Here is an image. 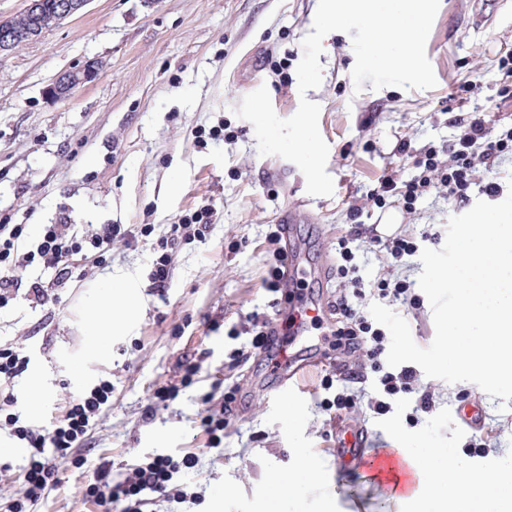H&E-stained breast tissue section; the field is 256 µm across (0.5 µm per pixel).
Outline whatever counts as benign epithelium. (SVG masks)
Listing matches in <instances>:
<instances>
[{"label":"benign epithelium","mask_w":512,"mask_h":512,"mask_svg":"<svg viewBox=\"0 0 512 512\" xmlns=\"http://www.w3.org/2000/svg\"><path fill=\"white\" fill-rule=\"evenodd\" d=\"M90 0H57L52 4L48 0H26L22 15L26 23L20 24L17 19L0 18V54L12 52L37 38L46 24L59 23L62 20L81 13ZM98 66L86 63L59 74L45 89V95L50 99L70 96L77 88L95 80Z\"/></svg>","instance_id":"1"}]
</instances>
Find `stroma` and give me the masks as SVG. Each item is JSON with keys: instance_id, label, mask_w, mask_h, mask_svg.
<instances>
[{"instance_id": "35a3bbf8", "label": "stroma", "mask_w": 512, "mask_h": 512, "mask_svg": "<svg viewBox=\"0 0 512 512\" xmlns=\"http://www.w3.org/2000/svg\"><path fill=\"white\" fill-rule=\"evenodd\" d=\"M477 2L440 0L426 42L437 80L429 90L356 88L352 38L336 31L323 40L321 85L300 93L296 68L319 0H90L82 14L0 55V216L27 225L32 234L63 219L84 229L153 228L138 245L114 242L101 264L77 261L87 279L53 289L43 305L29 287L51 274L31 267L27 281L0 307V347L20 348L29 360L17 379V402L0 413V512L24 493L28 459L13 451L18 440L3 425L6 414L25 425H48L69 400L105 379L112 383L111 401L82 447L59 457L56 485L31 512H101L85 493L99 463L110 461L124 474L152 454L188 452L199 453L200 462L182 480L201 490L202 499L160 500L148 512H266V470L292 472L305 457L324 474L342 475V512H375L384 490L365 480L367 459L391 446L415 454L433 448L466 453L473 432L458 412L470 405L480 409L484 428L501 432L487 452L475 454L476 463L503 459L512 448V407L502 408L501 398L475 386L424 376L420 386L440 395L432 412L415 414V394L402 393L389 413L374 414L368 400L378 396V379L389 369L382 357L367 362L364 382L333 385L357 394V412L344 424L364 433L361 455L340 464L341 423L320 406L330 392L322 383L325 367L341 357L335 316L309 322L314 362L303 370L299 395L280 406L266 401L273 376L264 357L227 367L231 350L247 344L251 312L277 311L264 278L274 249L267 234L282 211L295 209L291 238L317 265L335 264L337 242L351 228V207L360 208L366 225L399 214L400 229L432 249L443 246L448 218L467 212V204L449 200L443 188L412 211L399 200L377 206L369 192L383 175L399 182L413 175L412 158L393 152L398 138L416 151L451 136L446 108L461 85H476L465 111H481L493 129L512 126V106L497 104L505 77L496 63L512 49V0H503L492 23L481 27ZM87 62L99 66L93 82L65 99L45 96L59 73ZM262 86L283 118L297 111L300 99L319 104L332 195L307 194L295 164L260 155L252 124L234 110ZM212 127L222 128L219 139L198 137V130ZM210 207L217 210L215 223L204 240L181 242L172 252L173 280L156 294L147 274L157 240L169 225ZM422 270L417 257L395 268V277L414 283L416 302L394 310L415 343L426 347L435 329L429 301L416 286ZM113 288L128 290L138 311L101 357L87 345L83 311L88 300ZM187 354L201 358L202 382L180 391L169 407L154 405V389L179 382L177 362ZM36 373L45 387L33 397L27 384ZM228 378L240 394L219 455L205 449L202 398L223 389Z\"/></svg>"}]
</instances>
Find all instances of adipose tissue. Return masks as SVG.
I'll return each mask as SVG.
<instances>
[{
  "instance_id": "adipose-tissue-1",
  "label": "adipose tissue",
  "mask_w": 512,
  "mask_h": 512,
  "mask_svg": "<svg viewBox=\"0 0 512 512\" xmlns=\"http://www.w3.org/2000/svg\"><path fill=\"white\" fill-rule=\"evenodd\" d=\"M135 311L131 296L119 288L89 302L88 345L103 351L113 330ZM372 477L386 486L388 499L407 504L408 512H512V465L478 470L464 457L436 449L402 454L395 464L377 462Z\"/></svg>"
}]
</instances>
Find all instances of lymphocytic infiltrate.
<instances>
[{
  "label": "lymphocytic infiltrate",
  "instance_id": "1",
  "mask_svg": "<svg viewBox=\"0 0 512 512\" xmlns=\"http://www.w3.org/2000/svg\"><path fill=\"white\" fill-rule=\"evenodd\" d=\"M454 128L453 138L429 145L414 157L415 172L404 184L388 176L382 177L373 191L376 202L386 201L393 195H401L406 209H414L416 202L440 185L456 202L468 200L473 187L493 195L499 190L497 182H482L481 172L491 171L498 158L512 154V126L489 136L485 121L477 114L455 115L448 120ZM216 208L195 214L182 223L171 225L158 244L160 253L153 259L148 280L152 288H168L173 275L170 250L183 240L205 238L216 215ZM141 229L132 224H102L92 233L80 235L69 224L43 225L37 238H30L26 225L0 223V305L7 301L12 288L21 284L27 270L33 265L52 271L50 285L33 282L30 289L37 302L49 299V287L64 286L73 276L71 262L74 257L91 256L103 261L113 241L121 240L127 245L138 244ZM368 238L370 245L382 246L387 266L394 267L404 257L414 256L419 246L409 233L381 238L367 233L364 225H354L348 237L339 242V271L348 274L349 281L340 289L335 302L336 336L341 340L340 348L345 355L342 374L345 379L355 380L364 359L380 356L385 347L387 334L384 327L364 313L359 312L354 302L363 298L364 279L351 248L354 241ZM419 375L412 367L404 366L399 371L384 372L379 379L381 391L372 398L369 406L378 415L391 409V400L401 393H416V411L428 413L436 405V395L431 389H419ZM112 397V383L99 381L89 390L69 401L64 414L49 426L34 429L20 424L18 418H8L7 423L14 437L27 442L31 454L25 468L26 491L15 499L9 512H29L30 505L53 487L56 482V458L67 450L79 447L86 436L92 420L100 413ZM199 461L198 454L188 453L180 457L170 454H154L146 457L123 478H114L110 465H100L87 485L88 496L99 505H120L121 512H143L152 503L154 496L175 497L186 500V486L181 485L182 473L193 469Z\"/></svg>",
  "mask_w": 512,
  "mask_h": 512
}]
</instances>
